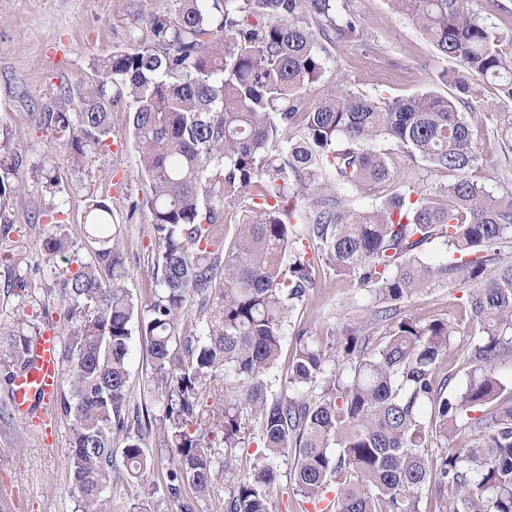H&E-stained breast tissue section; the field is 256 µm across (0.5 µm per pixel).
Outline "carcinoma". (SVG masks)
Returning <instances> with one entry per match:
<instances>
[{"mask_svg":"<svg viewBox=\"0 0 512 512\" xmlns=\"http://www.w3.org/2000/svg\"><path fill=\"white\" fill-rule=\"evenodd\" d=\"M169 2L143 20L145 38L98 63L94 83L59 87L62 107L39 113L78 165L108 152L112 103L128 100L158 246L156 289L140 308L105 201L87 204L84 233L100 248L86 256L55 210L43 212L58 228L44 239V262L70 303L56 413L68 424L85 512H112L108 491L122 474L137 483L136 510L160 493L205 497L221 449L250 444L252 419L262 465L230 490L224 512H272L286 458L293 492L319 512H512V256L496 249L512 239V186L494 193L469 177L480 160L483 85L512 104V53L473 0H389L440 55L460 62L442 73L456 94L340 88L312 103L306 91L336 48L360 41L362 25L344 0ZM496 133L511 154L512 114ZM380 142L454 179L429 193L407 179L378 196L394 177ZM16 171L13 161L0 174L5 224L22 197L21 182L9 180ZM229 207L239 209L240 229L226 244ZM430 243L436 254L425 259ZM59 257L66 266L55 267ZM325 268L356 279L371 315L324 336L299 330L271 398L267 377L287 326ZM450 276L469 289L465 322L406 313L415 295ZM194 308L200 330L182 336ZM381 324L389 332L377 341ZM25 325L20 317L13 330L10 364L19 369L32 342ZM135 332L152 380L131 419ZM461 373L466 387L454 392ZM218 383L224 399L214 405ZM154 425L169 449L158 482L144 479L154 463L143 440Z\"/></svg>","mask_w":512,"mask_h":512,"instance_id":"carcinoma-1","label":"carcinoma"}]
</instances>
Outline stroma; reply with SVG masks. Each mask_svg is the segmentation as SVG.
Instances as JSON below:
<instances>
[{"label": "stroma", "instance_id": "stroma-1", "mask_svg": "<svg viewBox=\"0 0 512 512\" xmlns=\"http://www.w3.org/2000/svg\"><path fill=\"white\" fill-rule=\"evenodd\" d=\"M163 6V0H0V152L19 158L24 186L21 201L7 214L8 232L0 233V409L5 412L0 419V512L83 510L72 491L66 422L20 416L10 397L13 370L5 365L19 315L39 327L67 326L66 306L42 258V240L52 230L44 208L53 203L62 210L66 229L87 252L92 248L82 231L87 204L106 196L113 210L110 232L121 241L128 260V288L143 306L156 287V245L147 215L130 209L144 199L148 183L129 129L127 101L111 109L110 152L88 155L78 166L70 161L65 139L41 128L35 115L57 108L59 86L92 80L97 64L116 46H133L143 35V19ZM348 6L362 18L371 49L337 48L323 81L309 88L310 101L342 83L365 95L453 94V84L440 75L454 69V61L440 56L409 20L389 9L387 0H349ZM478 142L482 160L470 176L500 191L507 168L491 121L480 123ZM52 177L60 183L53 195L46 190ZM462 295L461 286L452 281L415 296L408 311L422 319L457 320ZM367 302L353 279L323 271L313 298L291 320L278 366L268 378L269 396L281 389L299 328L316 334L337 329ZM235 456L231 468L216 473L208 496L195 501L193 512H224L231 487L254 477L261 462L257 444L236 449Z\"/></svg>", "mask_w": 512, "mask_h": 512}]
</instances>
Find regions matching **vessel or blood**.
<instances>
[{
  "label": "vessel or blood",
  "mask_w": 512,
  "mask_h": 512,
  "mask_svg": "<svg viewBox=\"0 0 512 512\" xmlns=\"http://www.w3.org/2000/svg\"><path fill=\"white\" fill-rule=\"evenodd\" d=\"M59 344L60 337L52 329L33 340L26 366L11 383V400L20 412L38 418L52 414L60 393Z\"/></svg>",
  "instance_id": "b4317fda"
}]
</instances>
